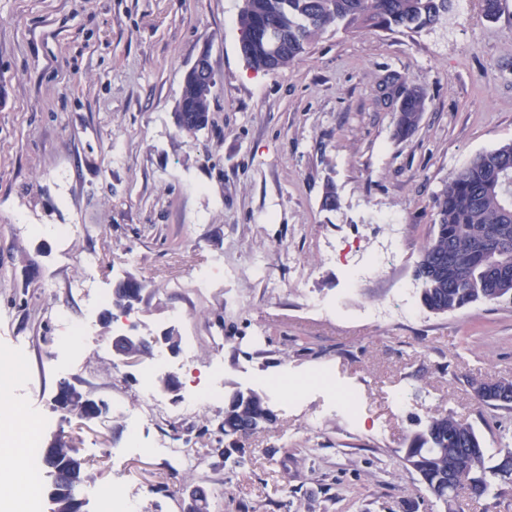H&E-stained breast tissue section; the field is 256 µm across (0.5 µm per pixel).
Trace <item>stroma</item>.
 I'll return each instance as SVG.
<instances>
[{"label":"stroma","mask_w":512,"mask_h":512,"mask_svg":"<svg viewBox=\"0 0 512 512\" xmlns=\"http://www.w3.org/2000/svg\"><path fill=\"white\" fill-rule=\"evenodd\" d=\"M240 0H0V353L29 358L23 379L0 378V412L40 416L82 460L78 496L98 512L99 485L136 496L138 512H186L195 486L209 512H444L399 461L420 424L447 410L485 448L512 446V413L478 403L468 381L512 379V298L413 320L372 319L415 285L435 219L433 198L478 153L512 141V0L484 19L452 0L445 25L418 33H324L299 64L247 66ZM208 54L217 76L203 133L179 132L185 75ZM427 89L415 134L393 138L382 81ZM333 182L340 207L322 206ZM394 214L396 263L346 290L327 242L375 248ZM68 224L60 240L47 228ZM223 259L232 279L198 293L193 268ZM92 274L112 293L129 277L146 290L140 332H173L178 378L219 370L218 388L261 393L276 416L230 457L224 402L184 411L161 392L165 420L147 440L176 437L191 457L126 448V409L142 403L149 356L115 364L114 319L91 315L84 360L54 368L65 329L87 315L69 291ZM196 359L184 367L186 344ZM333 372L361 394L347 421L330 397L275 394L266 379ZM103 402L84 420L56 409L60 382Z\"/></svg>","instance_id":"obj_1"}]
</instances>
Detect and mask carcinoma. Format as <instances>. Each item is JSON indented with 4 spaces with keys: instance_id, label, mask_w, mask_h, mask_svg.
Returning <instances> with one entry per match:
<instances>
[{
    "instance_id": "1",
    "label": "carcinoma",
    "mask_w": 512,
    "mask_h": 512,
    "mask_svg": "<svg viewBox=\"0 0 512 512\" xmlns=\"http://www.w3.org/2000/svg\"><path fill=\"white\" fill-rule=\"evenodd\" d=\"M451 0H240L237 24L249 44L244 61L255 70L277 72L300 61L312 42L329 29L355 32L431 30L448 18ZM217 82L185 80L181 98L186 121L206 128L210 97ZM385 100L394 112L393 138L403 141L418 129L427 104V92L401 78L385 85ZM512 171V141L477 154L467 166L448 178L435 196L436 222L415 268L421 283L420 302L428 311L446 314L477 302H495L512 292V272L504 276L488 263V254L504 264L512 261V205L501 175ZM145 284L136 280L112 291V304L134 310ZM262 399L253 391H235L224 397V438L240 432L238 410ZM426 448H477L475 471L490 495L500 482L499 453L482 447L474 428L448 412L432 415L414 433L400 456L407 468L416 466L419 482L429 488L448 471V456Z\"/></svg>"
}]
</instances>
